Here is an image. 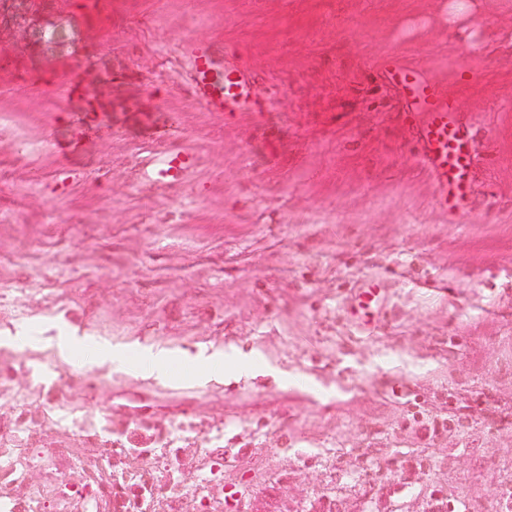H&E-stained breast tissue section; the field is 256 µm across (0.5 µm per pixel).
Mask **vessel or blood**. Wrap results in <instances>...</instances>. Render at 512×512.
I'll return each instance as SVG.
<instances>
[{"instance_id": "vessel-or-blood-1", "label": "vessel or blood", "mask_w": 512, "mask_h": 512, "mask_svg": "<svg viewBox=\"0 0 512 512\" xmlns=\"http://www.w3.org/2000/svg\"><path fill=\"white\" fill-rule=\"evenodd\" d=\"M192 67L194 94L208 106L220 107L241 96L244 89L241 77L226 78L221 85L213 82L205 45L193 47ZM387 67L416 107L426 114L424 160L435 174L440 196L447 200L458 196L461 175L469 165V153L466 134L456 121L454 99L412 66L393 59L388 61ZM195 165L196 156L191 147H176L150 156L143 167V176L155 185L171 186L183 182Z\"/></svg>"}]
</instances>
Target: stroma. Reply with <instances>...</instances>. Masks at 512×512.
Here are the masks:
<instances>
[{"label":"stroma","instance_id":"stroma-1","mask_svg":"<svg viewBox=\"0 0 512 512\" xmlns=\"http://www.w3.org/2000/svg\"><path fill=\"white\" fill-rule=\"evenodd\" d=\"M0 0V334L32 353L243 352L272 376L146 377L70 362L79 411L224 425L179 448L156 512H504L512 498V0ZM238 66L239 103L192 92L190 42ZM398 56L458 103V208L420 160ZM198 152L144 180L148 150ZM379 282L373 322L355 288ZM443 423L429 434L428 422ZM31 472L57 512L82 451ZM208 477L211 497L194 487ZM196 156L189 146L176 147L150 156L143 167V176L158 186L183 182L193 171Z\"/></svg>","mask_w":512,"mask_h":512}]
</instances>
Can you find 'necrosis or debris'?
Here are the masks:
<instances>
[{
    "label": "necrosis or debris",
    "instance_id": "necrosis-or-debris-1",
    "mask_svg": "<svg viewBox=\"0 0 512 512\" xmlns=\"http://www.w3.org/2000/svg\"><path fill=\"white\" fill-rule=\"evenodd\" d=\"M11 370L0 373V402L8 403L17 417L7 427L0 426V475L24 482L29 470L42 461V442L54 428H67L76 448H101L105 454L84 476L85 486L106 483L138 489L139 496L122 502L123 512H155L161 487L154 475L142 472L114 456L125 438L137 439L141 447L181 448L187 444L223 447L224 430L218 425L202 428L192 417L172 420L160 432L154 431L138 417L125 424L126 436L112 435V418L106 414H79L74 410V393L67 386L65 367L55 359L37 360L29 351L9 349Z\"/></svg>",
    "mask_w": 512,
    "mask_h": 512
}]
</instances>
